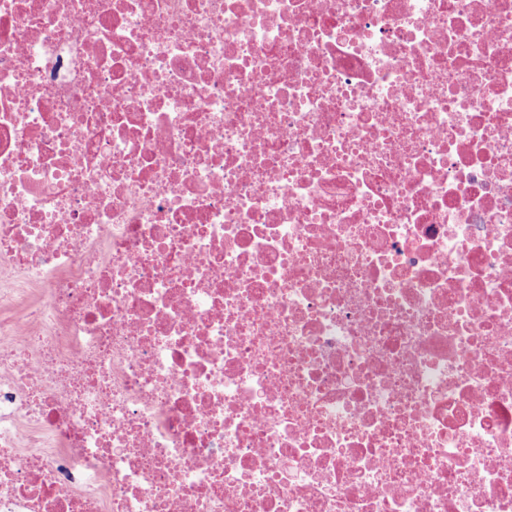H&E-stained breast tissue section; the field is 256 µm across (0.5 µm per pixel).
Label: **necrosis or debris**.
Masks as SVG:
<instances>
[{
  "mask_svg": "<svg viewBox=\"0 0 512 512\" xmlns=\"http://www.w3.org/2000/svg\"><path fill=\"white\" fill-rule=\"evenodd\" d=\"M0 512H512V0H0Z\"/></svg>",
  "mask_w": 512,
  "mask_h": 512,
  "instance_id": "4bbe7bcc",
  "label": "necrosis or debris"
}]
</instances>
